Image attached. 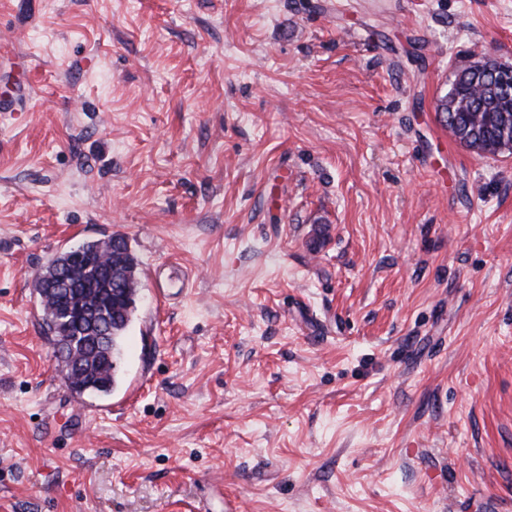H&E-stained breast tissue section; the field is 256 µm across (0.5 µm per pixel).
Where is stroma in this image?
<instances>
[{"label": "stroma", "instance_id": "35a3bbf8", "mask_svg": "<svg viewBox=\"0 0 512 512\" xmlns=\"http://www.w3.org/2000/svg\"><path fill=\"white\" fill-rule=\"evenodd\" d=\"M512 0H0V512H512V153L437 111ZM120 236L111 393L47 262ZM78 247H83L100 256H108L112 260V264L115 265L113 275L122 277L131 286H135L138 281V261L132 251L130 253H114L110 246L99 241L87 242ZM37 291L43 308V324L47 339L53 345L54 352L58 346L66 351V355L58 359V367L62 373L64 382L71 393L81 396L86 392H97L108 394L112 391L115 383V368L112 362L116 360L124 332L128 327L134 310L138 288H129L127 299L119 304V307L112 310V293L106 294L111 306L107 307L104 297L100 296L98 289H90L85 295L86 303L97 308H103L109 323V331L106 336H67L62 324L58 321L61 316L66 322L78 320L83 311L79 306H74L67 299H61L58 303L56 313V300L54 293H46L45 288H38ZM42 289V290H40ZM78 365V373L75 366ZM71 378L70 386L67 384Z\"/></svg>", "mask_w": 512, "mask_h": 512}]
</instances>
